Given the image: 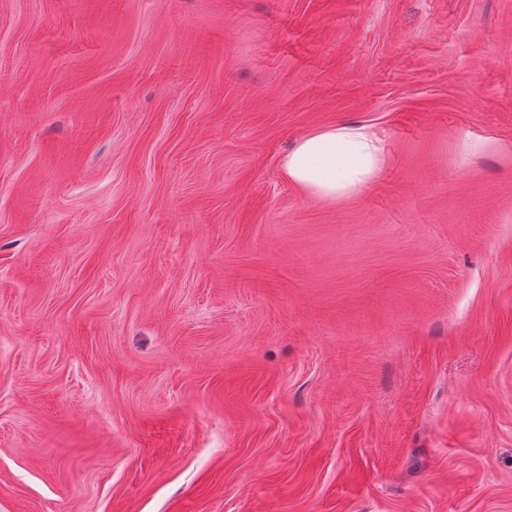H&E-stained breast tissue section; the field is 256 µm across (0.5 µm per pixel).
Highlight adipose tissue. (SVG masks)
<instances>
[{
  "instance_id": "ef3b65f1",
  "label": "adipose tissue",
  "mask_w": 512,
  "mask_h": 512,
  "mask_svg": "<svg viewBox=\"0 0 512 512\" xmlns=\"http://www.w3.org/2000/svg\"><path fill=\"white\" fill-rule=\"evenodd\" d=\"M388 140L374 125L341 122L312 130L284 154L289 183L315 201L359 196L381 176L389 161Z\"/></svg>"
}]
</instances>
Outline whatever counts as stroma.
Wrapping results in <instances>:
<instances>
[{
	"label": "stroma",
	"instance_id": "stroma-1",
	"mask_svg": "<svg viewBox=\"0 0 512 512\" xmlns=\"http://www.w3.org/2000/svg\"><path fill=\"white\" fill-rule=\"evenodd\" d=\"M0 512H512V0H0ZM389 156L383 131L367 123L341 122L300 137L282 157L281 168L302 196L342 201L378 180Z\"/></svg>",
	"mask_w": 512,
	"mask_h": 512
}]
</instances>
